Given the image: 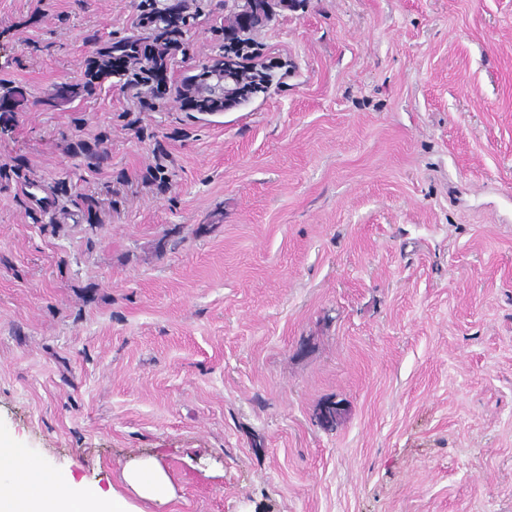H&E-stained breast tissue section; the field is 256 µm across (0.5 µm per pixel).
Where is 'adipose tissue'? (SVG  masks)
I'll use <instances>...</instances> for the list:
<instances>
[{
  "instance_id": "adipose-tissue-1",
  "label": "adipose tissue",
  "mask_w": 512,
  "mask_h": 512,
  "mask_svg": "<svg viewBox=\"0 0 512 512\" xmlns=\"http://www.w3.org/2000/svg\"><path fill=\"white\" fill-rule=\"evenodd\" d=\"M46 477L41 460L10 442L0 441V512H133L122 495L93 494L72 480L67 481L62 495L44 498L41 487ZM124 479L140 498L161 505L172 493L166 471L150 460L126 467Z\"/></svg>"
}]
</instances>
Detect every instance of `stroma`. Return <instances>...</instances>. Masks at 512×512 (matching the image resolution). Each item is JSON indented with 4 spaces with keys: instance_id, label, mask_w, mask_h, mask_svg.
<instances>
[{
    "instance_id": "stroma-1",
    "label": "stroma",
    "mask_w": 512,
    "mask_h": 512,
    "mask_svg": "<svg viewBox=\"0 0 512 512\" xmlns=\"http://www.w3.org/2000/svg\"><path fill=\"white\" fill-rule=\"evenodd\" d=\"M139 3L0 0V433L103 492L155 459L141 512H512V0H296L185 112L204 0L134 132L85 67ZM239 34L238 30H227L224 33V39L226 42H230L233 39L237 38ZM227 52L230 54H233L238 61V70H241L249 75L252 80L249 81L248 87L245 84L244 87H247L246 90L252 89L258 85H260L262 82L267 79V73L263 71H257L255 70V66L252 64V59L254 58V52L256 51L255 48H253V44H251L250 39L249 40H242L237 39L236 41H233L229 43L227 46ZM254 81V82H253ZM22 194L37 209L50 213L56 210L54 198L50 195L47 188L37 181L25 183L21 188ZM124 479L140 498L160 505L168 502L173 491L166 471L151 460L127 466Z\"/></svg>"
}]
</instances>
